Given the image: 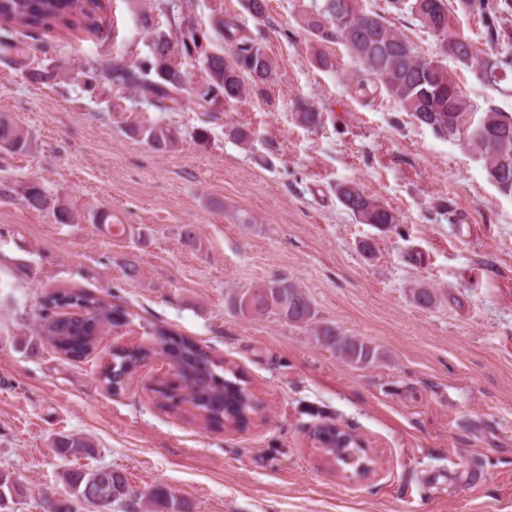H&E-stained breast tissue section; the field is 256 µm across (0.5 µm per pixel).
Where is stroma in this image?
I'll use <instances>...</instances> for the list:
<instances>
[{"label":"stroma","mask_w":512,"mask_h":512,"mask_svg":"<svg viewBox=\"0 0 512 512\" xmlns=\"http://www.w3.org/2000/svg\"><path fill=\"white\" fill-rule=\"evenodd\" d=\"M102 3L93 31L13 28L26 64L0 61V113L31 139L27 155H0L12 190L0 198V472L26 489L10 512H45L64 470L100 467L136 488L168 485L190 512H512V198L460 141L415 123L384 90L356 94L360 66L342 45H323L336 67L319 69L294 20L314 0H268L262 26L242 0ZM359 3L435 51L437 37L408 11ZM222 14L254 30L273 60L267 95L165 112L106 78L83 82L85 64L150 56L155 33L189 22L221 49L212 23ZM54 67L63 78L29 77ZM450 69L470 123L491 105L512 113L511 83L498 92ZM301 100L321 112L317 128L297 123ZM142 122L177 128L178 146L154 151L130 132ZM31 182L69 203L75 223L29 209L20 190ZM345 182L394 210L398 228L357 223L336 196ZM102 209L126 236L101 230ZM278 278L303 288L318 322L369 342L379 359L351 365L276 315L232 311L230 290ZM420 284L435 291L433 307L413 301ZM56 289L92 293L130 319L68 358L36 334L40 299ZM155 325L237 369L265 402L261 418L216 430L190 405L164 407L151 390L172 374L160 356L108 390L115 350L149 344ZM327 425L363 441L372 474L326 455L316 432ZM61 433L89 437L95 453L58 457Z\"/></svg>","instance_id":"obj_1"}]
</instances>
